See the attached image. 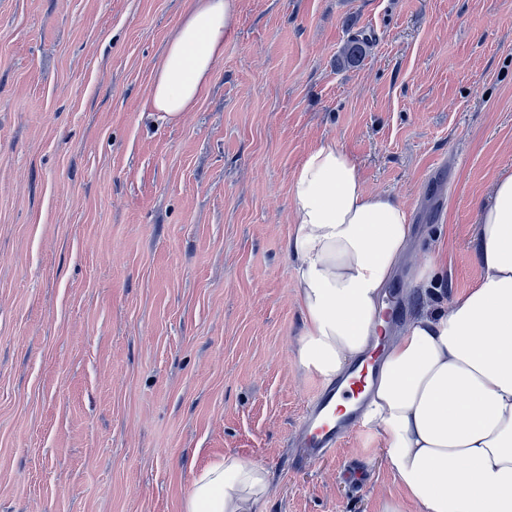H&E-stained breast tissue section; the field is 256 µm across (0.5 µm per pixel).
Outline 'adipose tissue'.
Segmentation results:
<instances>
[{"mask_svg":"<svg viewBox=\"0 0 512 512\" xmlns=\"http://www.w3.org/2000/svg\"><path fill=\"white\" fill-rule=\"evenodd\" d=\"M233 20L234 0H193L157 67L153 111L175 120L195 105ZM290 209L298 362L328 382L388 330L382 295L407 251L408 212L366 192L333 143L294 171ZM477 224L475 285L393 338L362 416L384 434L387 465L421 512H512V172ZM267 495L266 469L227 454L195 477L183 512H263Z\"/></svg>","mask_w":512,"mask_h":512,"instance_id":"ef3b65f1","label":"adipose tissue"}]
</instances>
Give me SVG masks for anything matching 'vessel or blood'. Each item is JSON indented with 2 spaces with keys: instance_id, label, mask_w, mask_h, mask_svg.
<instances>
[{
  "instance_id": "vessel-or-blood-1",
  "label": "vessel or blood",
  "mask_w": 512,
  "mask_h": 512,
  "mask_svg": "<svg viewBox=\"0 0 512 512\" xmlns=\"http://www.w3.org/2000/svg\"><path fill=\"white\" fill-rule=\"evenodd\" d=\"M381 353V347L372 348L335 382L315 392L299 422L296 440L300 451L291 457L292 465L303 466L328 458L358 426ZM340 400L347 404L341 411L336 408Z\"/></svg>"
}]
</instances>
